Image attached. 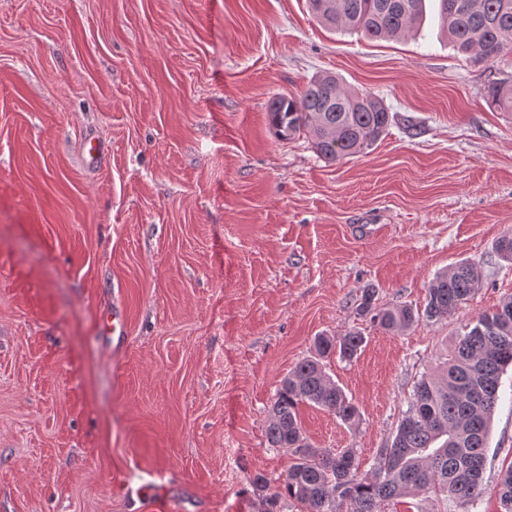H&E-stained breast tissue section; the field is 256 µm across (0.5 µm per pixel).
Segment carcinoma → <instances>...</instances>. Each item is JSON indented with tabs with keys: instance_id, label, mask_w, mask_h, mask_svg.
Masks as SVG:
<instances>
[{
	"instance_id": "obj_1",
	"label": "carcinoma",
	"mask_w": 512,
	"mask_h": 512,
	"mask_svg": "<svg viewBox=\"0 0 512 512\" xmlns=\"http://www.w3.org/2000/svg\"><path fill=\"white\" fill-rule=\"evenodd\" d=\"M315 17L343 32L370 40L408 33L425 11V0H308ZM441 22L456 50L493 61L512 52V0H438ZM490 105L512 112V82L490 90ZM275 136H304L316 154L340 162L365 153L384 135L390 112L376 96L352 92L336 77L312 78L296 97L275 98L267 112ZM481 273L461 261L429 283L423 315L441 321L455 313L480 287ZM364 292L360 312L394 332L410 327L415 312L406 305L373 306ZM364 343L359 332L319 336L315 355L298 363L281 381L267 418L266 438L286 448L293 461L266 490L265 512H385L408 497L447 500L455 512H477L485 493L484 448L499 398L501 378L512 366V296L467 325L442 366L416 383L390 446L380 449L373 470L359 472L356 448H313L305 440L299 416L302 404L328 411L349 426L360 421L357 406L326 372L334 355L352 361ZM500 512H512V466L496 485Z\"/></svg>"
}]
</instances>
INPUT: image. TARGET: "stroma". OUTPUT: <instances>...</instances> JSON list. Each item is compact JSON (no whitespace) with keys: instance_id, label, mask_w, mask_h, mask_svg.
I'll use <instances>...</instances> for the list:
<instances>
[{"instance_id":"stroma-1","label":"stroma","mask_w":512,"mask_h":512,"mask_svg":"<svg viewBox=\"0 0 512 512\" xmlns=\"http://www.w3.org/2000/svg\"><path fill=\"white\" fill-rule=\"evenodd\" d=\"M383 101L393 122L341 163L267 124L318 74ZM512 53H457L429 4L416 36L321 26L306 0H0V512H261L253 481L281 380L315 337L361 331L327 371L350 427L301 406L315 448L371 470L422 374L512 295V112L487 101ZM111 145L96 169L81 139ZM467 260L483 284L453 315L387 332L360 315L423 309ZM121 305L123 343L97 319ZM478 512L512 464L501 379ZM129 487L121 495L118 485Z\"/></svg>"}]
</instances>
